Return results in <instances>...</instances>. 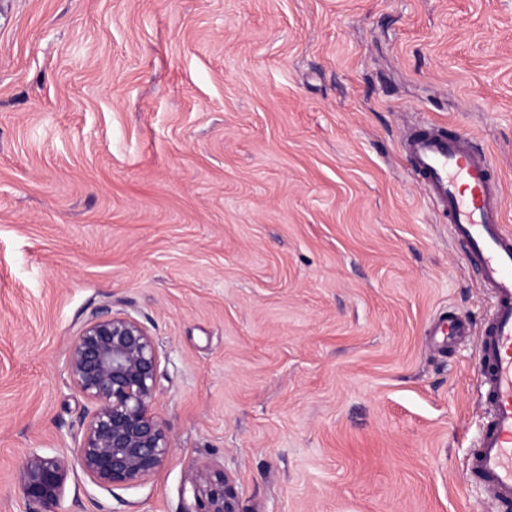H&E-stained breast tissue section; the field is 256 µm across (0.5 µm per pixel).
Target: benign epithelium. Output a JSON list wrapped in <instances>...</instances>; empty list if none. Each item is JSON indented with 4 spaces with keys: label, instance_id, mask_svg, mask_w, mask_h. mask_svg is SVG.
Returning <instances> with one entry per match:
<instances>
[{
    "label": "benign epithelium",
    "instance_id": "benign-epithelium-1",
    "mask_svg": "<svg viewBox=\"0 0 512 512\" xmlns=\"http://www.w3.org/2000/svg\"><path fill=\"white\" fill-rule=\"evenodd\" d=\"M160 358L147 327L108 312L92 316L74 338L70 380L88 406L80 417L78 461L100 488H132L165 463L172 442L153 412ZM70 474L68 459L31 448L16 481L26 512H57ZM193 512H237L226 474L198 471Z\"/></svg>",
    "mask_w": 512,
    "mask_h": 512
}]
</instances>
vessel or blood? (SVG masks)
Returning <instances> with one entry per match:
<instances>
[{
	"instance_id": "b4317fda",
	"label": "vessel or blood",
	"mask_w": 512,
	"mask_h": 512,
	"mask_svg": "<svg viewBox=\"0 0 512 512\" xmlns=\"http://www.w3.org/2000/svg\"><path fill=\"white\" fill-rule=\"evenodd\" d=\"M404 150L468 259L494 297L482 340L485 398L491 421L471 457L470 471L501 502L512 501V235L500 220L501 185L491 156L464 130L447 135L430 126L413 130Z\"/></svg>"
}]
</instances>
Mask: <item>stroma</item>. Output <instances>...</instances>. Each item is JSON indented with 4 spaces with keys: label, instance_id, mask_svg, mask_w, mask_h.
<instances>
[{
    "label": "stroma",
    "instance_id": "1",
    "mask_svg": "<svg viewBox=\"0 0 512 512\" xmlns=\"http://www.w3.org/2000/svg\"><path fill=\"white\" fill-rule=\"evenodd\" d=\"M463 128L512 231V0H0V512H504L468 461L493 300L411 175ZM160 354L149 481L82 471L67 360L97 312ZM469 335H433L440 318ZM69 474L70 464L65 456L29 449L16 474L25 512H57ZM193 508L188 512H237L231 491V480L226 474L213 478L208 469L198 471L192 482Z\"/></svg>",
    "mask_w": 512,
    "mask_h": 512
}]
</instances>
